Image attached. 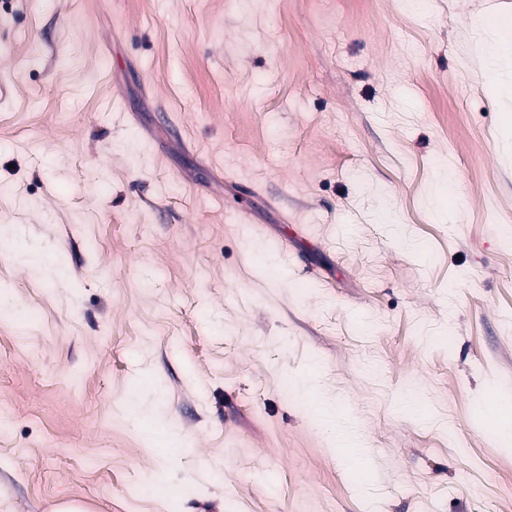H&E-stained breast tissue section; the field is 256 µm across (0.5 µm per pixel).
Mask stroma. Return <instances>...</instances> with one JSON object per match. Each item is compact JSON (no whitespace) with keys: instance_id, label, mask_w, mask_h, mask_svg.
<instances>
[{"instance_id":"stroma-1","label":"stroma","mask_w":512,"mask_h":512,"mask_svg":"<svg viewBox=\"0 0 512 512\" xmlns=\"http://www.w3.org/2000/svg\"><path fill=\"white\" fill-rule=\"evenodd\" d=\"M508 12L0 0V512H512V99L471 23ZM320 406L324 416V432L331 447L345 448L348 455L352 458L368 456L364 439L358 433L339 426L340 411L329 401H321Z\"/></svg>"}]
</instances>
